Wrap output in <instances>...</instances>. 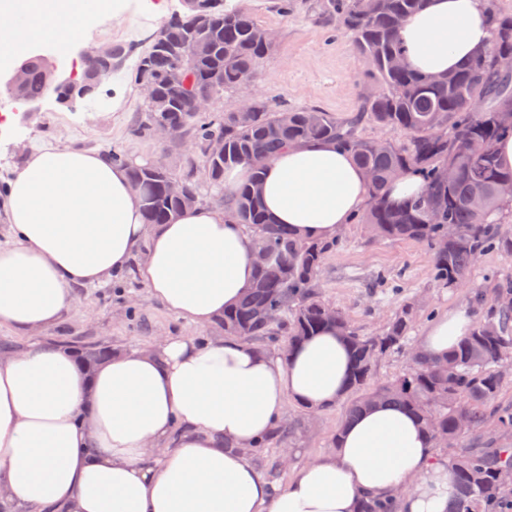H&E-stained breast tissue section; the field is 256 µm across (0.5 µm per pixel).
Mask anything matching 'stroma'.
<instances>
[{"mask_svg":"<svg viewBox=\"0 0 512 512\" xmlns=\"http://www.w3.org/2000/svg\"><path fill=\"white\" fill-rule=\"evenodd\" d=\"M107 2V13L87 18L72 39L81 47L109 45L123 55L122 66L95 98L66 108L50 97L40 111L24 115L0 87V113L12 115L10 124L0 127V192L23 166L29 148L48 143L96 151L109 144L132 163L163 159L178 176L199 165L191 136L165 143L135 132L142 118L135 67L163 23L182 12V0ZM226 3L246 10L278 34L276 51L262 61L249 87L253 96L274 108L317 109L339 121L358 112L366 83L364 65L350 37L337 26L318 23L308 4L284 12L277 0ZM339 238L320 273V296L345 311L365 335L376 332L396 310L413 304L418 316L410 340L418 342L435 318L451 310L468 307L480 313L475 292H483V305L492 304L495 279L512 278V255L492 250L479 258L464 286L443 288L433 279L429 250L418 241H375L365 225L354 223L347 224ZM195 333L194 327L150 297L132 263L106 283L74 288L72 304L40 338L56 345L102 344L118 351L145 347L166 335ZM352 398V393H345L336 405L317 413L288 402L284 441L252 455V463L274 487H284L293 470L334 448L336 431Z\"/></svg>","mask_w":512,"mask_h":512,"instance_id":"obj_1","label":"stroma"}]
</instances>
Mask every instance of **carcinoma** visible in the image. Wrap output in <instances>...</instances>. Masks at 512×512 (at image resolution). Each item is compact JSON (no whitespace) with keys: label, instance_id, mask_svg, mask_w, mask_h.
<instances>
[{"label":"carcinoma","instance_id":"obj_1","mask_svg":"<svg viewBox=\"0 0 512 512\" xmlns=\"http://www.w3.org/2000/svg\"><path fill=\"white\" fill-rule=\"evenodd\" d=\"M217 2L203 30L193 29L185 18L172 19L166 42L151 44L146 58L157 91L169 97L165 119L177 134L192 135L219 203L236 223L248 228L251 248L268 255L243 299L224 311L220 321L224 333L248 340L283 336V350L290 351L333 325L345 331L351 359L346 391L357 393L345 419L376 402L411 409L434 447L455 449L448 459L457 476L450 512H512V406L496 404L512 376L501 367L512 359V306L500 301L488 306L468 336L444 358L411 350L400 377L375 384L373 350L379 348L386 355L407 348L416 310L401 308L371 335L359 333L339 309L336 320L326 317L328 303L318 293L319 275L338 240L300 238L290 228L270 223L261 195L254 192L271 157L305 141H330L366 173L368 207L354 220L367 225L377 240L412 239L424 244L439 285L456 288L465 283L478 255L490 248L511 255L512 238L501 233L499 225L512 218V196L499 194L498 188L512 183V169L499 164L496 144L512 135V127L500 125L496 115L499 108L512 105V71L502 66L503 60L512 61V13L500 11L495 0H486L492 27L489 48L452 71L451 81L438 82L406 65L399 37L407 18L427 0H317L319 20L337 22L351 37L365 75L373 80L361 93L360 114L405 132L407 141L397 144L360 137L356 119L339 122L316 109L272 111L259 99L253 100V117L247 125L238 123L231 112L205 126L197 124V113L188 101L192 91L209 89L213 98H220L253 80L261 61L275 50L263 40L267 28L251 14L227 8L224 0ZM171 45L180 46L183 57L172 55ZM227 58L234 59V65H226ZM23 62L28 75L20 96L39 101L50 88L49 65L37 54ZM111 64L106 59L84 65L79 84L93 89L96 82L104 81L96 71ZM174 77L184 85L180 95L170 93L169 81ZM214 139L224 141L221 157L207 153ZM104 152L126 165L130 179L140 183L145 223L167 224L186 209L165 192L171 171L129 163L110 147ZM240 165L251 167L252 177L226 199L224 172ZM449 167L457 174L446 183L442 173ZM407 171L421 176L425 193L391 199L388 185ZM489 422L496 434L484 447H457L465 432ZM357 512H397V504L390 498L365 497Z\"/></svg>","mask_w":512,"mask_h":512}]
</instances>
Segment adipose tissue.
Segmentation results:
<instances>
[{
  "label": "adipose tissue",
  "mask_w": 512,
  "mask_h": 512,
  "mask_svg": "<svg viewBox=\"0 0 512 512\" xmlns=\"http://www.w3.org/2000/svg\"><path fill=\"white\" fill-rule=\"evenodd\" d=\"M106 8L105 0H0V58L18 54L32 18L57 31ZM490 38L484 0H428L400 31L407 65L434 75ZM262 188L273 223L320 241L335 239L368 195L363 170L329 141L278 154ZM0 205L16 237L0 246V328L46 330L74 287L110 279L140 247L138 277L150 295L201 330L255 277L249 240L223 206L145 223L127 168L95 151L32 149ZM474 324L468 309L449 311L418 349L444 356ZM349 363L332 328L279 357L232 336H165L91 369L76 352L40 342L0 352V502L41 512H357L361 498L394 495L401 512H450L454 472L405 407L363 410L342 425L336 448L283 488L249 461L287 401L313 412L336 404Z\"/></svg>",
  "instance_id": "obj_1"
}]
</instances>
